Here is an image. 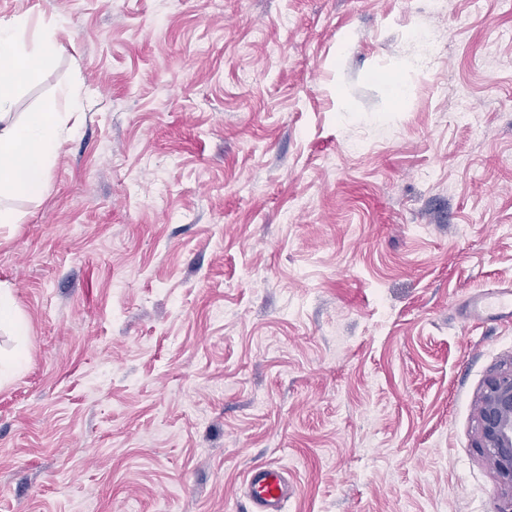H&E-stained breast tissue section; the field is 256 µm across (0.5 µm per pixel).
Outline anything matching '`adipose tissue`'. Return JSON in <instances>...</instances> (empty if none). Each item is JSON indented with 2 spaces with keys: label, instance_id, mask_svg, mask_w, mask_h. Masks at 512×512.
Returning <instances> with one entry per match:
<instances>
[{
  "label": "adipose tissue",
  "instance_id": "obj_1",
  "mask_svg": "<svg viewBox=\"0 0 512 512\" xmlns=\"http://www.w3.org/2000/svg\"><path fill=\"white\" fill-rule=\"evenodd\" d=\"M31 19H0V224L14 221L7 198L14 195L40 196L44 177L54 160L62 139L69 133L70 111L81 106L78 89L68 88L64 96L69 112L56 111L54 105L27 113L12 122L3 113L13 101L18 74H35L50 67L55 58L56 31L45 27L36 37H29ZM6 330L16 341L10 354L0 353V380L8 379L22 365L28 343V329L18 314L9 289H0V330Z\"/></svg>",
  "mask_w": 512,
  "mask_h": 512
}]
</instances>
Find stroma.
<instances>
[{
	"label": "stroma",
	"mask_w": 512,
	"mask_h": 512,
	"mask_svg": "<svg viewBox=\"0 0 512 512\" xmlns=\"http://www.w3.org/2000/svg\"><path fill=\"white\" fill-rule=\"evenodd\" d=\"M17 15L57 36L11 112L74 84L82 110L0 226L29 334L0 512H246L273 462L285 512L512 504L476 446L512 317L469 319L512 289L503 0H0ZM487 313L501 316H512V292L511 290H499L480 294L475 297L470 306V316L479 318ZM244 485L250 495V512H282L290 494L288 470L274 464L252 466Z\"/></svg>",
	"instance_id": "stroma-1"
}]
</instances>
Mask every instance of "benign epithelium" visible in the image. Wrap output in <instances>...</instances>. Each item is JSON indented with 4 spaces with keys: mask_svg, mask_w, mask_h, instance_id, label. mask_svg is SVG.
Segmentation results:
<instances>
[{
    "mask_svg": "<svg viewBox=\"0 0 512 512\" xmlns=\"http://www.w3.org/2000/svg\"><path fill=\"white\" fill-rule=\"evenodd\" d=\"M477 447L488 455L501 483L512 489V370L486 383L480 397Z\"/></svg>",
    "mask_w": 512,
    "mask_h": 512,
    "instance_id": "obj_1",
    "label": "benign epithelium"
}]
</instances>
